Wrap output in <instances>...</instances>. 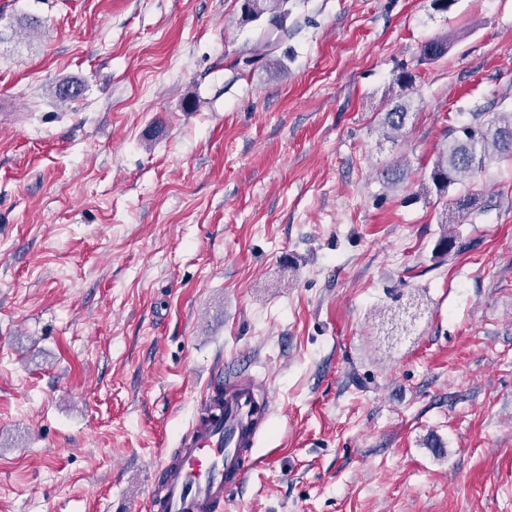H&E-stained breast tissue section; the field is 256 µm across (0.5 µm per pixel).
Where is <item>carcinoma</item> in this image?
Instances as JSON below:
<instances>
[{
  "mask_svg": "<svg viewBox=\"0 0 512 512\" xmlns=\"http://www.w3.org/2000/svg\"><path fill=\"white\" fill-rule=\"evenodd\" d=\"M285 0H246L248 15L257 18L269 15L268 26L253 54L262 58L286 33ZM448 52V38H437L425 43L421 57L436 60ZM408 107L397 104L385 112L382 126L389 134L400 132L406 125ZM512 161V110L474 114L472 121L448 132V141L435 159L428 177V191L443 196L452 185L462 184L475 177L495 161ZM449 205L463 213L477 211L476 194L467 192L449 202ZM457 254L456 237L448 222H443L442 234L433 248V258L440 264Z\"/></svg>",
  "mask_w": 512,
  "mask_h": 512,
  "instance_id": "carcinoma-1",
  "label": "carcinoma"
}]
</instances>
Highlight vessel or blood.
<instances>
[{"label": "vessel or blood", "instance_id": "obj_1", "mask_svg": "<svg viewBox=\"0 0 512 512\" xmlns=\"http://www.w3.org/2000/svg\"><path fill=\"white\" fill-rule=\"evenodd\" d=\"M210 388L219 399H207L206 411L154 471L150 512H220L260 462L264 431L254 384L219 372Z\"/></svg>", "mask_w": 512, "mask_h": 512}]
</instances>
